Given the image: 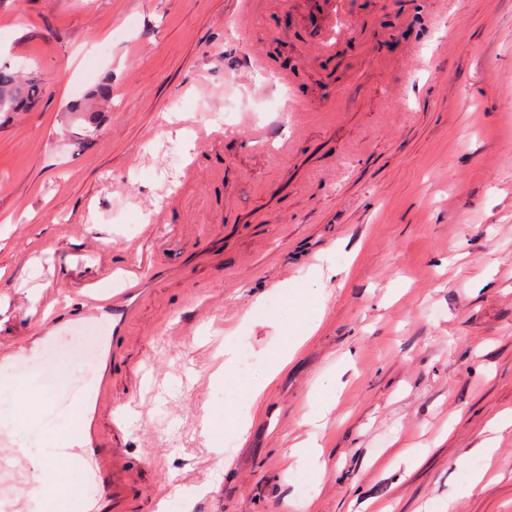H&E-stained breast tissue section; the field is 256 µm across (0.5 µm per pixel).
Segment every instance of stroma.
Segmentation results:
<instances>
[{"label": "stroma", "mask_w": 512, "mask_h": 512, "mask_svg": "<svg viewBox=\"0 0 512 512\" xmlns=\"http://www.w3.org/2000/svg\"><path fill=\"white\" fill-rule=\"evenodd\" d=\"M327 8L253 0L243 38L240 0H0V62L42 86L34 109L0 114V346L31 336L55 297L79 311L80 282L130 263L146 215L178 200L177 234L153 253L169 275L112 367L129 512H512V426L495 427L512 411V0H350L324 53ZM106 77L112 109L83 138L69 107ZM176 112L191 135L232 132L198 154ZM204 235L224 254L191 265ZM307 323L249 401L225 350L248 351L257 376ZM84 347L63 336L40 378H11L28 409L0 435L25 485L75 429L71 414L29 423L47 379L90 380ZM305 332L299 330L295 336L294 342L277 358L274 365L261 377L257 378L250 389V399L254 401L262 393L265 387L273 380V378L283 370L288 363L292 360L295 349L304 341Z\"/></svg>", "instance_id": "1"}]
</instances>
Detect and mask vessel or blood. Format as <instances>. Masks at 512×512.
I'll return each instance as SVG.
<instances>
[{"mask_svg": "<svg viewBox=\"0 0 512 512\" xmlns=\"http://www.w3.org/2000/svg\"><path fill=\"white\" fill-rule=\"evenodd\" d=\"M174 208L171 202L161 207L152 224L144 227L139 241L132 244L135 259L123 268L119 288L104 294L95 283H87L84 286L87 301L78 314L64 318L58 309H51L44 315L35 336L18 346L0 347V360L12 362L21 369L29 367L32 353L48 344L59 329L77 330L95 323L103 330L95 388L76 395L71 385L63 382L58 385V393L66 397L69 411L79 413L81 420L75 436L58 448L56 454L81 471L86 481L82 493L66 495L58 502L59 512H126L131 494L128 467L123 449L116 447L115 442L127 432L128 421L119 404L104 406L103 395L111 384L113 358L127 335L128 326L149 297L152 282L162 275L149 259L150 247L159 230L170 227ZM23 465L19 451L1 440L0 478L16 473Z\"/></svg>", "mask_w": 512, "mask_h": 512, "instance_id": "vessel-or-blood-1", "label": "vessel or blood"}]
</instances>
